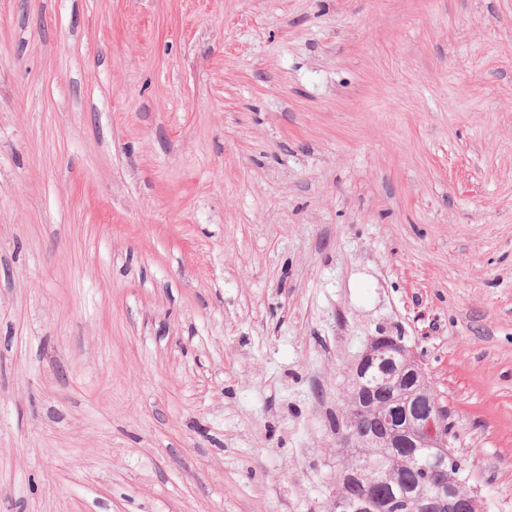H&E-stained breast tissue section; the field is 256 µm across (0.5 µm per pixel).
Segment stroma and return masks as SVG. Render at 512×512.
<instances>
[{"mask_svg":"<svg viewBox=\"0 0 512 512\" xmlns=\"http://www.w3.org/2000/svg\"><path fill=\"white\" fill-rule=\"evenodd\" d=\"M512 499V0H0V512H329L378 332Z\"/></svg>","mask_w":512,"mask_h":512,"instance_id":"obj_1","label":"stroma"}]
</instances>
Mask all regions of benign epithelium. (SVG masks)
Here are the masks:
<instances>
[{
  "label": "benign epithelium",
  "instance_id": "1",
  "mask_svg": "<svg viewBox=\"0 0 512 512\" xmlns=\"http://www.w3.org/2000/svg\"><path fill=\"white\" fill-rule=\"evenodd\" d=\"M351 372L361 378L375 375L374 391L386 386L399 389L391 403L360 400L353 394L355 421L369 414L380 425L371 436L351 431L342 439L344 448H428L430 453L423 465L431 470L434 479L425 488L414 487L403 492L408 512H481V503L471 491H465L455 481L448 480L450 428L442 413L438 393L425 372L419 357L408 349L398 336H373L351 366ZM397 461L380 474L378 484L394 491L399 486ZM393 500L389 495H344L333 504L334 512H389Z\"/></svg>",
  "mask_w": 512,
  "mask_h": 512
}]
</instances>
